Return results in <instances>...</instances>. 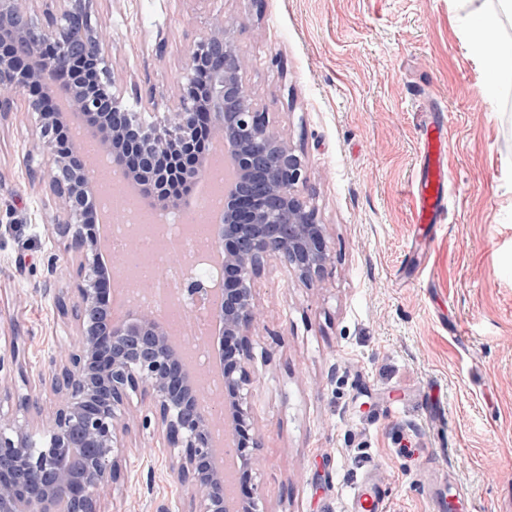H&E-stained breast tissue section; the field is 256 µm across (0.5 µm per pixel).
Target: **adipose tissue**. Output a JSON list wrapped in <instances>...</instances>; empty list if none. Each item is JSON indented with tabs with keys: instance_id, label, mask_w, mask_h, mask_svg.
Wrapping results in <instances>:
<instances>
[{
	"instance_id": "obj_1",
	"label": "adipose tissue",
	"mask_w": 512,
	"mask_h": 512,
	"mask_svg": "<svg viewBox=\"0 0 512 512\" xmlns=\"http://www.w3.org/2000/svg\"><path fill=\"white\" fill-rule=\"evenodd\" d=\"M461 22L474 55L489 76L481 91L494 97L512 91V0H463Z\"/></svg>"
}]
</instances>
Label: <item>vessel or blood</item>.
<instances>
[{"label":"vessel or blood","instance_id":"obj_1","mask_svg":"<svg viewBox=\"0 0 512 512\" xmlns=\"http://www.w3.org/2000/svg\"><path fill=\"white\" fill-rule=\"evenodd\" d=\"M445 149L443 124L431 125L423 142L427 166L418 192L417 223H436L448 210L449 179L441 160ZM351 509L352 512H384V498L379 488L359 486L353 494Z\"/></svg>","mask_w":512,"mask_h":512}]
</instances>
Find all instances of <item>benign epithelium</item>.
Here are the masks:
<instances>
[{
  "label": "benign epithelium",
  "mask_w": 512,
  "mask_h": 512,
  "mask_svg": "<svg viewBox=\"0 0 512 512\" xmlns=\"http://www.w3.org/2000/svg\"><path fill=\"white\" fill-rule=\"evenodd\" d=\"M30 0H0V40L11 42L0 56V117L13 110L15 94L33 92L28 107L38 116L53 156L48 174L34 167L39 147L23 157L30 182H48L56 199L51 236L64 245L65 259L52 253L47 272L71 268L74 292L43 285L69 336L49 356L51 371L37 375L18 399L36 418H11L0 425V512H101L100 495L121 477V456L135 432L152 428L161 448H178L169 468L190 496L183 512H260L255 492L237 495L228 509L225 480L214 463L212 426L219 419L240 465L236 481L256 470L261 434L251 416L248 368L252 338L263 320L255 283L275 261L305 285L319 282L332 261L326 225L303 195L307 165L242 80V57L231 38L237 21L215 19L190 53L197 69L201 51L213 55L207 96L198 102L181 94L180 106L148 127L112 92L120 84L106 55V28L92 20L91 0H61L60 18L42 26L28 12ZM94 64L92 87L74 86L76 62ZM79 125L98 142L103 155L124 172V154L138 159L136 196L143 204L167 206L173 191L166 164L178 157L195 130L206 124L224 141L236 173L225 190L223 223L213 248L224 252L222 293L190 279L186 291L204 295L214 324L212 335L196 345L207 350L210 366L223 376L224 400L205 401L201 372L182 363L165 327L148 309L121 322L109 319L112 267L99 247V225L84 223L94 190L77 145L61 149L56 128ZM23 373L17 342L0 351V400L12 398L10 383ZM55 398L43 420L40 397ZM141 410L131 409L130 395Z\"/></svg>",
  "instance_id": "obj_1"
}]
</instances>
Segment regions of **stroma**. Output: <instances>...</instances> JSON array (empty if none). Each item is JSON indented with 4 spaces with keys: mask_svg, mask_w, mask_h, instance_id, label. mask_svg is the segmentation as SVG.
Here are the masks:
<instances>
[{
    "mask_svg": "<svg viewBox=\"0 0 512 512\" xmlns=\"http://www.w3.org/2000/svg\"><path fill=\"white\" fill-rule=\"evenodd\" d=\"M123 103L146 122L179 104L212 17L243 80L304 155L333 259L306 286L269 264L255 297L250 403L263 512H347L363 477L385 512H512V96L478 87L457 0H94ZM448 127L454 202L419 228L411 185L429 123ZM37 116L0 118V343L44 367L65 329L38 288L53 197L22 160ZM164 456L128 448L103 512H180Z\"/></svg>",
    "mask_w": 512,
    "mask_h": 512,
    "instance_id": "stroma-1",
    "label": "stroma"
}]
</instances>
